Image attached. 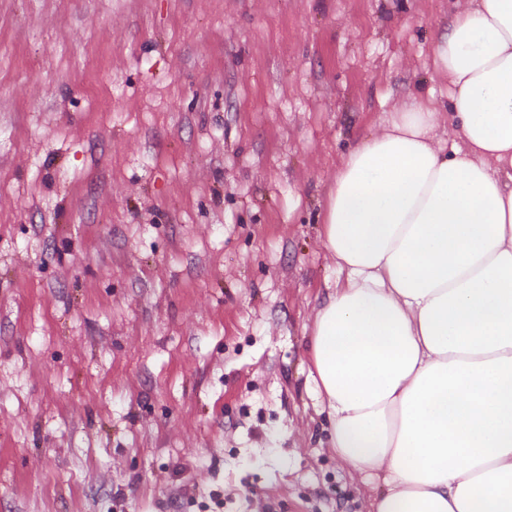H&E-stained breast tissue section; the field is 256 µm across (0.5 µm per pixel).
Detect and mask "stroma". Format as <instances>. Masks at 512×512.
<instances>
[{
	"label": "stroma",
	"instance_id": "35a3bbf8",
	"mask_svg": "<svg viewBox=\"0 0 512 512\" xmlns=\"http://www.w3.org/2000/svg\"><path fill=\"white\" fill-rule=\"evenodd\" d=\"M457 5L0 0V512H369L321 213Z\"/></svg>",
	"mask_w": 512,
	"mask_h": 512
}]
</instances>
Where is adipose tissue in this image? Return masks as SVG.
<instances>
[{"mask_svg": "<svg viewBox=\"0 0 512 512\" xmlns=\"http://www.w3.org/2000/svg\"><path fill=\"white\" fill-rule=\"evenodd\" d=\"M412 97L343 158L321 216L344 284L312 380L370 512H512V0H465Z\"/></svg>", "mask_w": 512, "mask_h": 512, "instance_id": "1", "label": "adipose tissue"}]
</instances>
